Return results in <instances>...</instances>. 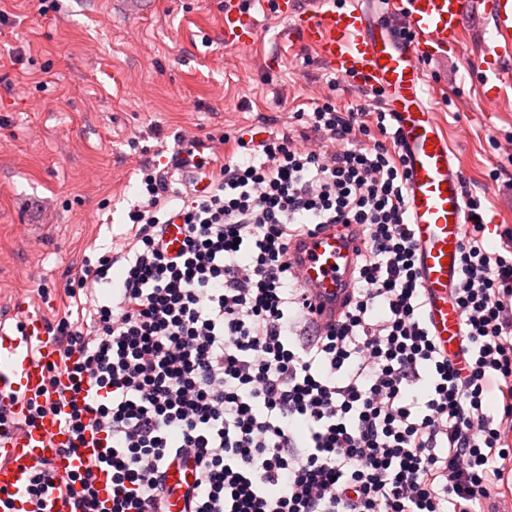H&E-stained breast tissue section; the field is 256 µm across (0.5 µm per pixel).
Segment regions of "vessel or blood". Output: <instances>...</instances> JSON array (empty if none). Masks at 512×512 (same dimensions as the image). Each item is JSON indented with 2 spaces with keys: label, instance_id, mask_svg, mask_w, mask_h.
<instances>
[{
  "label": "vessel or blood",
  "instance_id": "1",
  "mask_svg": "<svg viewBox=\"0 0 512 512\" xmlns=\"http://www.w3.org/2000/svg\"><path fill=\"white\" fill-rule=\"evenodd\" d=\"M479 7L492 23L488 40L479 44V95L493 108L503 88L512 85V0H277L275 5L278 16L293 17L303 43L322 63L346 80H361L383 93L409 170L407 208L427 325L449 353L462 326L451 290L459 277L467 224L464 185L460 161L425 96L422 64L459 43L466 15ZM223 31L225 46L241 54L257 40L239 0H225ZM362 246L354 226H331L289 242L288 262L314 304L316 323L336 322ZM57 358L41 319L29 318L22 335L0 333V404L23 415L42 386L46 365ZM68 442L51 414L33 432H0V489L10 494L13 512H30L25 490L34 468L49 466L64 476L92 463L96 449L68 454Z\"/></svg>",
  "mask_w": 512,
  "mask_h": 512
}]
</instances>
